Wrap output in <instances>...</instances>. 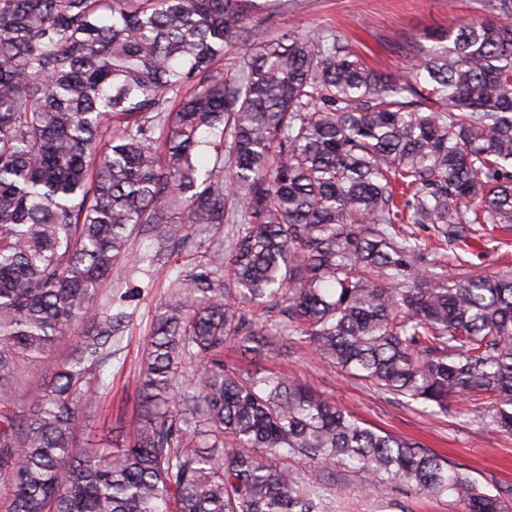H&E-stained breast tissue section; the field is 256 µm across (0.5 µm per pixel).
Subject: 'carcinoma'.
I'll list each match as a JSON object with an SVG mask.
<instances>
[{
    "label": "carcinoma",
    "instance_id": "carcinoma-1",
    "mask_svg": "<svg viewBox=\"0 0 512 512\" xmlns=\"http://www.w3.org/2000/svg\"><path fill=\"white\" fill-rule=\"evenodd\" d=\"M373 70L330 30L249 38L256 0H0V477L10 512H335L351 490L512 512L419 445L298 377L244 372L297 342L374 388L448 412L495 400L512 433V272L454 263L512 225V0ZM193 224L188 233L183 225ZM236 226L155 310L122 448H80L83 407L138 300L128 280ZM401 224L430 225L433 254ZM155 241L148 253L132 243ZM76 323L77 354L27 409L19 364ZM127 290V276L125 274V267L119 264L113 271L112 276L107 280L99 296V303L104 304L112 296V299H117L122 293Z\"/></svg>",
    "mask_w": 512,
    "mask_h": 512
}]
</instances>
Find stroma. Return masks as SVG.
Returning a JSON list of instances; mask_svg holds the SVG:
<instances>
[{"mask_svg":"<svg viewBox=\"0 0 512 512\" xmlns=\"http://www.w3.org/2000/svg\"><path fill=\"white\" fill-rule=\"evenodd\" d=\"M487 0H290L280 14L259 13L254 23L275 34L283 28L319 35L332 29L345 34L367 62L387 74H400L410 66L403 51L406 42L427 39L447 27L449 19L467 22L483 15ZM468 264L495 272L512 262V230L499 229L485 237H473L458 250ZM198 252L172 256L153 266L152 288L145 292L129 326L117 341L111 364L100 373L103 388L91 409L85 410L77 441L85 447L124 445L136 413L135 385L143 350L150 333L154 308L170 292L177 272L188 271L199 260ZM76 324L48 354L25 365L18 378L13 411L23 410L29 388L50 382L61 364L76 351L84 333ZM227 360L243 369L269 374L282 372L306 379L339 407L366 426L418 442L426 450L459 466L488 491L512 487V434L494 429L483 406L468 399L453 401L447 414L429 416L392 396L347 376L325 363L307 345H299L289 357L252 358L234 347L224 351ZM336 512H464L452 497L437 500L402 498L392 492L357 496L343 492Z\"/></svg>","mask_w":512,"mask_h":512,"instance_id":"1","label":"stroma"}]
</instances>
